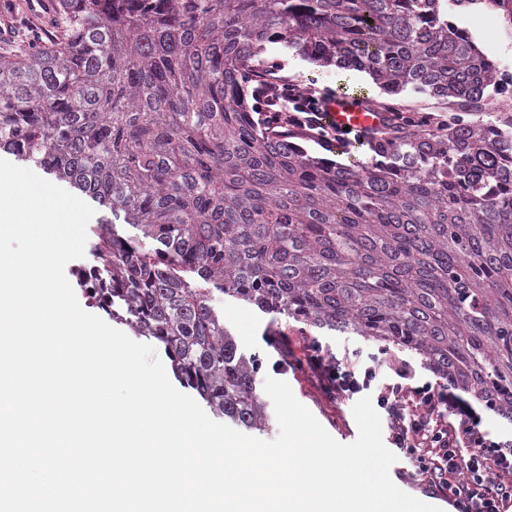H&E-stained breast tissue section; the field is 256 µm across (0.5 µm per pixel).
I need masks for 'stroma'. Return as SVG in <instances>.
<instances>
[{"mask_svg": "<svg viewBox=\"0 0 512 512\" xmlns=\"http://www.w3.org/2000/svg\"><path fill=\"white\" fill-rule=\"evenodd\" d=\"M32 0H0V25L9 27L7 39L0 41V52L14 53L27 48L30 32L50 37L55 32L56 0H47L44 9H31ZM269 61L279 63L278 77L313 91H342L344 86L368 89L371 98L381 101L385 95L363 72L344 71L336 67H321L301 57L270 53ZM224 321L235 336L239 349L247 354L259 351L265 358L264 376L289 384L296 399L304 405L338 442L348 444L356 440L358 427L353 417V401L338 404L329 402L313 388L306 373L297 368L280 369L281 351L265 346L264 336L285 335L295 355H302L306 339L317 336L315 330L303 329L301 323L288 316H272L260 312L255 306L242 301H223Z\"/></svg>", "mask_w": 512, "mask_h": 512, "instance_id": "stroma-1", "label": "stroma"}]
</instances>
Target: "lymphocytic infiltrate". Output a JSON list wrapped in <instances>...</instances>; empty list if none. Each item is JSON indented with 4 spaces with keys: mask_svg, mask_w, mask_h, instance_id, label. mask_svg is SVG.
Listing matches in <instances>:
<instances>
[{
    "mask_svg": "<svg viewBox=\"0 0 512 512\" xmlns=\"http://www.w3.org/2000/svg\"><path fill=\"white\" fill-rule=\"evenodd\" d=\"M252 96L259 117L278 127L322 143L346 137L322 122L324 96L285 80L260 83ZM304 361L328 399L377 390L393 447L411 459L416 477L455 498L459 512H502L512 501V436L491 435L447 384L417 383L414 366L396 354L335 351L316 339L306 343Z\"/></svg>",
    "mask_w": 512,
    "mask_h": 512,
    "instance_id": "f902f5d3",
    "label": "lymphocytic infiltrate"
}]
</instances>
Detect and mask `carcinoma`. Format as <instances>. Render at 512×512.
<instances>
[{
	"mask_svg": "<svg viewBox=\"0 0 512 512\" xmlns=\"http://www.w3.org/2000/svg\"><path fill=\"white\" fill-rule=\"evenodd\" d=\"M479 7L512 38V0H58L55 38L0 55V150L112 213L85 294L216 416L269 420L219 293L413 351L512 419V118L394 125L340 164L247 98L275 45L484 112L512 76L455 22Z\"/></svg>",
	"mask_w": 512,
	"mask_h": 512,
	"instance_id": "cac0c4a2",
	"label": "carcinoma"
}]
</instances>
